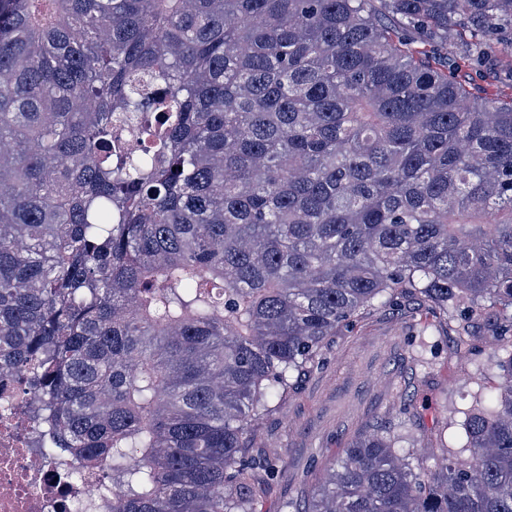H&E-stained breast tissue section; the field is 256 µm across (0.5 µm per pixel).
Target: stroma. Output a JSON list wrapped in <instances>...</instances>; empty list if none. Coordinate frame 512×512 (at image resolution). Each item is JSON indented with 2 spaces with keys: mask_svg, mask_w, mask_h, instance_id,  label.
Wrapping results in <instances>:
<instances>
[{
  "mask_svg": "<svg viewBox=\"0 0 512 512\" xmlns=\"http://www.w3.org/2000/svg\"><path fill=\"white\" fill-rule=\"evenodd\" d=\"M504 325L499 310L488 309L471 332V352L459 355L453 324L429 302L403 294L361 310L328 337L276 409L254 422L252 457L276 463L259 493L260 512H293L302 491L370 433L390 434L417 458L454 443L474 393L500 384Z\"/></svg>",
  "mask_w": 512,
  "mask_h": 512,
  "instance_id": "1",
  "label": "stroma"
}]
</instances>
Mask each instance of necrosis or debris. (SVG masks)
Here are the masks:
<instances>
[{"mask_svg": "<svg viewBox=\"0 0 512 512\" xmlns=\"http://www.w3.org/2000/svg\"><path fill=\"white\" fill-rule=\"evenodd\" d=\"M38 394L0 378V512H112L98 470L66 453L41 458L28 412Z\"/></svg>", "mask_w": 512, "mask_h": 512, "instance_id": "1", "label": "necrosis or debris"}]
</instances>
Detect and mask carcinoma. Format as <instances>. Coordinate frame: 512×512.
Returning <instances> with one entry per match:
<instances>
[{
	"mask_svg": "<svg viewBox=\"0 0 512 512\" xmlns=\"http://www.w3.org/2000/svg\"><path fill=\"white\" fill-rule=\"evenodd\" d=\"M512 0H0V373L112 512H257L252 422L397 292L512 309ZM132 118L138 150L112 140ZM506 390L295 512H512ZM469 452L460 459L459 451ZM500 78H506V76L493 70L490 73L473 71V73L469 74V80H467L469 82L468 89L475 94L484 91L493 93L496 90L497 81L500 80Z\"/></svg>",
	"mask_w": 512,
	"mask_h": 512,
	"instance_id": "cac0c4a2",
	"label": "carcinoma"
}]
</instances>
